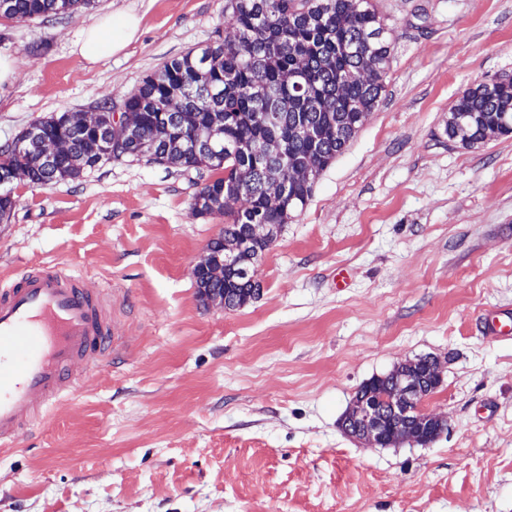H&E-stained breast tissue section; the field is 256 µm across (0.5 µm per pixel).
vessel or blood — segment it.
Segmentation results:
<instances>
[{
  "instance_id": "obj_1",
  "label": "vessel or blood",
  "mask_w": 512,
  "mask_h": 512,
  "mask_svg": "<svg viewBox=\"0 0 512 512\" xmlns=\"http://www.w3.org/2000/svg\"><path fill=\"white\" fill-rule=\"evenodd\" d=\"M115 334L98 299L59 269L0 289V443L18 439L33 398L69 390L72 368L107 350Z\"/></svg>"
}]
</instances>
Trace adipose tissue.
Masks as SVG:
<instances>
[{
	"label": "adipose tissue",
	"mask_w": 512,
	"mask_h": 512,
	"mask_svg": "<svg viewBox=\"0 0 512 512\" xmlns=\"http://www.w3.org/2000/svg\"><path fill=\"white\" fill-rule=\"evenodd\" d=\"M139 18L128 12H110L86 27L74 44V51L87 63L96 64L122 52L136 40Z\"/></svg>",
	"instance_id": "1"
}]
</instances>
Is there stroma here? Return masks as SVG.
Listing matches in <instances>:
<instances>
[{
	"mask_svg": "<svg viewBox=\"0 0 512 512\" xmlns=\"http://www.w3.org/2000/svg\"><path fill=\"white\" fill-rule=\"evenodd\" d=\"M227 0H96L0 17L23 64L0 90V149L61 112L120 102L234 31ZM385 92L257 268L260 295L204 304L194 268L225 218L191 211L212 172L112 160L78 180H16L0 284L59 268L99 294L119 349L0 445V512H512V136L450 142L458 94L512 75V0H377ZM136 41L73 50L108 12ZM444 358L433 443L370 448L340 421L360 385ZM140 19L133 13L110 12L86 27L74 44V52L96 64L122 52L137 39Z\"/></svg>",
	"mask_w": 512,
	"mask_h": 512,
	"instance_id": "35a3bbf8",
	"label": "stroma"
}]
</instances>
